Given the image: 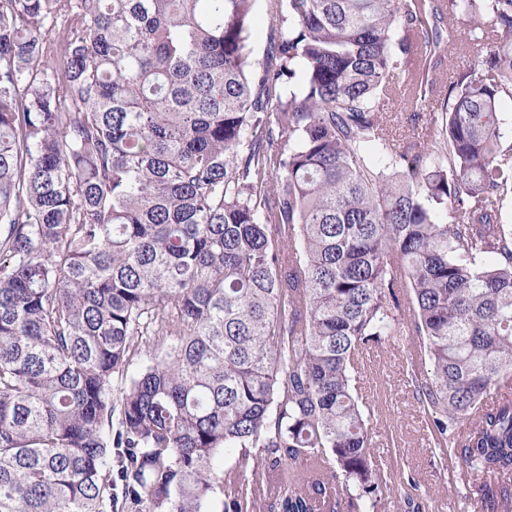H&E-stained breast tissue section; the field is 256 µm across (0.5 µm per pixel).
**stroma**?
I'll return each mask as SVG.
<instances>
[{
	"instance_id": "35a3bbf8",
	"label": "stroma",
	"mask_w": 512,
	"mask_h": 512,
	"mask_svg": "<svg viewBox=\"0 0 512 512\" xmlns=\"http://www.w3.org/2000/svg\"><path fill=\"white\" fill-rule=\"evenodd\" d=\"M408 336H396L373 351L359 383V393L370 404L379 436L387 483L398 492L414 477L424 512H474L477 499L467 480L449 483L448 471H460L456 460L438 466L423 432L413 389L403 371Z\"/></svg>"
}]
</instances>
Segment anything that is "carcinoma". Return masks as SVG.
I'll return each mask as SVG.
<instances>
[{
    "label": "carcinoma",
    "instance_id": "1",
    "mask_svg": "<svg viewBox=\"0 0 512 512\" xmlns=\"http://www.w3.org/2000/svg\"><path fill=\"white\" fill-rule=\"evenodd\" d=\"M256 2L0 0V512L373 509L398 335L512 512V0H267L262 65ZM256 6L255 20L251 35L253 58L262 63L265 59L271 19L267 13L266 0H259Z\"/></svg>",
    "mask_w": 512,
    "mask_h": 512
}]
</instances>
